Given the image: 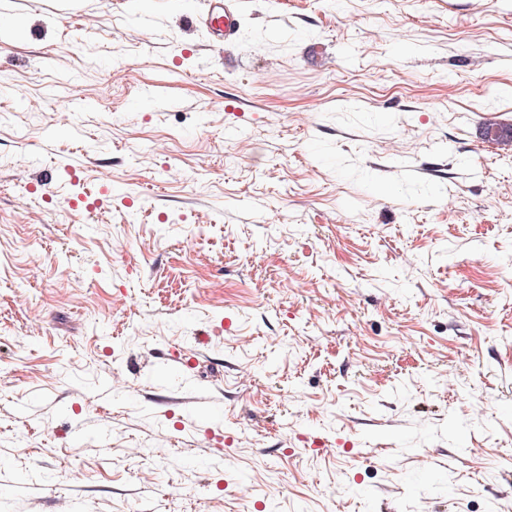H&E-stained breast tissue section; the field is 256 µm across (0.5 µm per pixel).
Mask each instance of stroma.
Returning a JSON list of instances; mask_svg holds the SVG:
<instances>
[{"label": "stroma", "mask_w": 512, "mask_h": 512, "mask_svg": "<svg viewBox=\"0 0 512 512\" xmlns=\"http://www.w3.org/2000/svg\"><path fill=\"white\" fill-rule=\"evenodd\" d=\"M204 8L0 0V512H512V0ZM204 13L193 16L192 24L205 29L211 41L230 45L234 44L241 31L240 8L237 0H208Z\"/></svg>", "instance_id": "35a3bbf8"}]
</instances>
